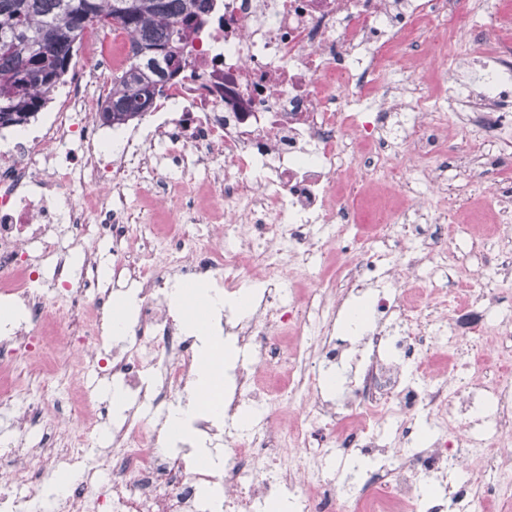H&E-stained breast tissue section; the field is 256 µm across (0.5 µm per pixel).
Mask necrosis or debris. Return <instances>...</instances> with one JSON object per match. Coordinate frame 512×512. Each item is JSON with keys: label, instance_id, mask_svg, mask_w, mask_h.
Here are the masks:
<instances>
[{"label": "necrosis or debris", "instance_id": "obj_1", "mask_svg": "<svg viewBox=\"0 0 512 512\" xmlns=\"http://www.w3.org/2000/svg\"><path fill=\"white\" fill-rule=\"evenodd\" d=\"M507 22L503 0H211L181 46L184 70L157 84L114 160L94 92L129 65L132 44L87 29V61L74 64L49 121L0 146V294L29 313L0 326V410L13 427L47 431L40 447L14 445L25 467H0V512H27L45 477L68 466L80 487L51 512H257L267 502L483 512L511 499L512 361L489 363L459 339L482 336L486 318L512 303L482 278L451 318L405 300L422 269L448 270V219L430 202L452 156L444 112L461 103L473 113L478 142L459 153L473 190L485 172L512 175ZM428 60L444 93L422 88ZM368 177L403 206L365 207ZM140 195L149 212L134 219L128 200ZM360 223L363 235L344 238ZM63 229L86 249L92 278L75 289L57 275L49 297L32 287L42 263L28 247L52 253ZM102 240L112 244L108 276L86 248ZM336 245L350 262L317 273ZM303 276L314 288L293 295L289 279ZM247 278L259 286L248 315L220 321L234 363L223 416L193 420L224 448L223 468L206 469L165 447L170 412L198 370L195 339L167 296L197 280L231 298ZM123 285L137 308L106 353L111 293ZM262 370L288 378L260 392ZM86 374L111 376L125 410L102 453L105 408L76 386ZM354 454L373 462L358 489L343 476ZM459 462L480 485L456 479Z\"/></svg>", "mask_w": 512, "mask_h": 512}]
</instances>
